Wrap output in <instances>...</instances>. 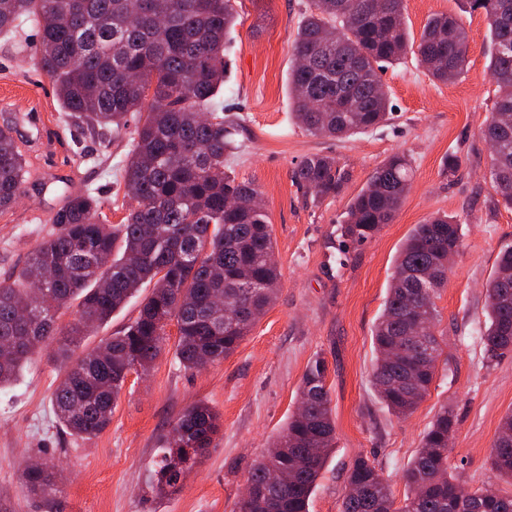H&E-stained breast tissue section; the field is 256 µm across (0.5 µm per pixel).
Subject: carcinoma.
I'll return each instance as SVG.
<instances>
[{
  "instance_id": "1",
  "label": "carcinoma",
  "mask_w": 512,
  "mask_h": 512,
  "mask_svg": "<svg viewBox=\"0 0 512 512\" xmlns=\"http://www.w3.org/2000/svg\"><path fill=\"white\" fill-rule=\"evenodd\" d=\"M235 0H0V33L29 23L39 33L38 64L53 80L71 123L104 144L138 116L123 166V223L102 217L90 188L71 192L51 218L56 234L41 241L22 268L0 281V388L24 364L48 351L63 368L51 403L61 428L90 439L110 423L128 374L147 370L164 351L166 326L179 338L174 355L200 371L234 353L276 298L280 272L271 227L250 183L235 180L224 156L236 149L238 124L219 107L227 62L224 47ZM482 9L492 42L490 70L499 95L480 129L490 147L495 191L512 208V0H467ZM404 0H309L292 45L289 90L297 122L310 134L349 137L392 115L379 63L412 52L437 81L458 79L466 65L467 33L454 14H436L419 41L403 23ZM27 161L12 127H0V212L26 181ZM411 165L395 153L380 164L339 224L345 244H361L394 218L409 188ZM292 179L314 199L335 196L347 172L330 156H307ZM461 225L446 214L418 224L400 247L384 308L373 331V385L387 408L410 415L435 377L440 344L434 298L444 286L448 252ZM40 275L47 286L31 291ZM169 287L159 288L161 277ZM149 289L137 318L104 343L82 346L89 327ZM237 308L228 321L211 296ZM481 340L491 355L512 349V246L505 247L488 285ZM73 318L60 322L66 311ZM327 364L311 360L301 378L304 411L288 418L247 483L255 494L239 512H309L317 480L335 447V421L326 386ZM219 415L206 404L184 409L161 439L152 486L179 488L185 466L209 453ZM454 417L435 415L405 472L409 493L397 504L368 460L347 477L358 487L340 512H512V492L490 483L459 496L448 473ZM491 468L512 479V414L499 426ZM27 492L57 512L61 489L54 467H20Z\"/></svg>"
}]
</instances>
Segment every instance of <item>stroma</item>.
<instances>
[{
    "instance_id": "35a3bbf8",
    "label": "stroma",
    "mask_w": 512,
    "mask_h": 512,
    "mask_svg": "<svg viewBox=\"0 0 512 512\" xmlns=\"http://www.w3.org/2000/svg\"><path fill=\"white\" fill-rule=\"evenodd\" d=\"M307 4L236 0L225 50L222 96L239 123L227 165L260 191L268 213L281 272L274 303L232 355L194 373L175 361L178 331L168 324L169 347L149 373L127 378L110 424L91 439L59 427L51 395L60 368L47 353L34 355L18 380L0 390V512H38L19 476L31 455L63 471L61 512H237L250 467L294 412L301 376L316 356L328 366L336 446L309 512H340L347 471L360 456L403 501L408 464L444 406L456 419L450 472L470 490L496 482L489 455L502 418L512 413V351L488 359L479 332L487 284L501 250L512 244V209L494 190L480 135L496 94L487 20L463 0H405V25L416 36L431 15L460 18L468 36L463 73L440 83L406 55L379 71L390 121L346 138L315 137L296 122L288 91L291 48ZM38 40L28 25L0 34V126L14 128L29 162L21 196L0 213V280L56 232L49 219L68 192L95 189L113 224L123 222L130 206L118 180L134 126L106 147L63 121L56 88L37 63ZM397 152L410 159L413 176L395 218L365 244L341 250L337 226L350 202ZM313 153L335 158L349 174L342 191L321 202L291 178ZM451 157L458 161L453 169ZM443 213L456 217L462 236L436 300L442 354L423 401L399 417L371 382L372 331L401 244L416 225ZM198 402L221 417L215 446L180 491L156 494L149 478L159 438Z\"/></svg>"
}]
</instances>
